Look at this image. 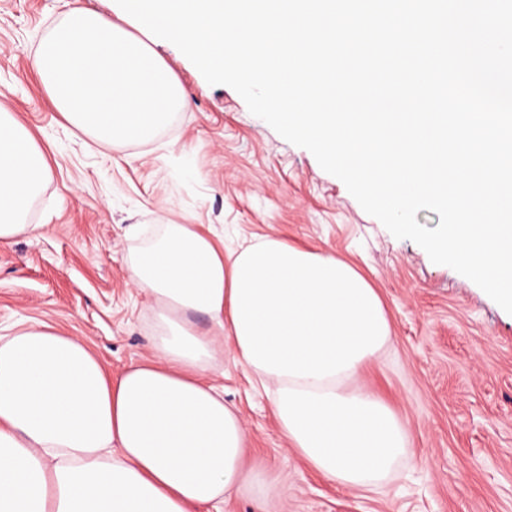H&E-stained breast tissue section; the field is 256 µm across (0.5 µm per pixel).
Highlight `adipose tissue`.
Segmentation results:
<instances>
[{"instance_id":"obj_1","label":"adipose tissue","mask_w":512,"mask_h":512,"mask_svg":"<svg viewBox=\"0 0 512 512\" xmlns=\"http://www.w3.org/2000/svg\"><path fill=\"white\" fill-rule=\"evenodd\" d=\"M47 173L29 131L1 112L0 239L39 233L24 220ZM127 271L162 330L120 374L81 337L40 324L0 334V512H195L243 492L263 506L264 477L243 469L246 424L205 377L228 345L326 479L367 489L408 454L406 424L355 384L392 329L347 261L273 237L227 254L194 225L166 224Z\"/></svg>"}]
</instances>
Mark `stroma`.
Wrapping results in <instances>:
<instances>
[{
    "label": "stroma",
    "instance_id": "1",
    "mask_svg": "<svg viewBox=\"0 0 512 512\" xmlns=\"http://www.w3.org/2000/svg\"><path fill=\"white\" fill-rule=\"evenodd\" d=\"M115 21V0H0V108L43 151L49 172L25 218L40 234L0 240V327L43 323L80 336L112 374L149 355L151 298L132 288L146 228L193 224L217 246L275 236L336 254L377 288L392 343L357 382L409 428L411 453L374 491L313 472L288 446L272 395L232 349L208 371L248 427L246 468L267 512H512V315L470 279L433 263L367 214L313 154L209 85L169 41L153 47L190 104L150 138L104 148L51 104L30 59L73 6Z\"/></svg>",
    "mask_w": 512,
    "mask_h": 512
}]
</instances>
